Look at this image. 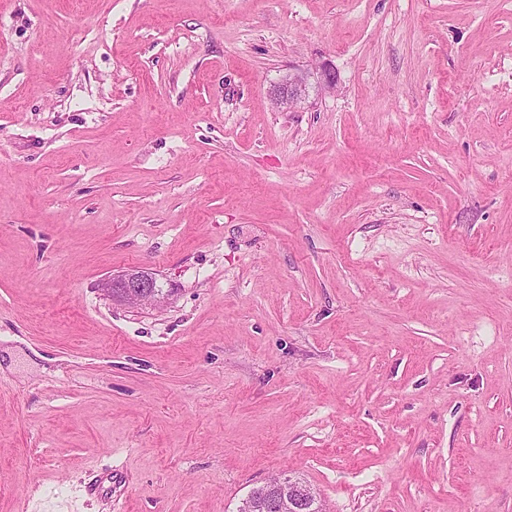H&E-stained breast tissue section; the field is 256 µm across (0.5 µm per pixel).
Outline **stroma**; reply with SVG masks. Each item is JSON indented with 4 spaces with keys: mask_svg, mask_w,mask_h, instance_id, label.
<instances>
[{
    "mask_svg": "<svg viewBox=\"0 0 512 512\" xmlns=\"http://www.w3.org/2000/svg\"><path fill=\"white\" fill-rule=\"evenodd\" d=\"M280 472L512 512V0H0V512ZM306 95V84L303 76H289L278 88L275 97L283 105H290L301 101ZM98 288L121 306L130 308L147 303L159 305L165 300L157 279L134 269L108 276L98 284Z\"/></svg>",
    "mask_w": 512,
    "mask_h": 512,
    "instance_id": "1",
    "label": "stroma"
}]
</instances>
